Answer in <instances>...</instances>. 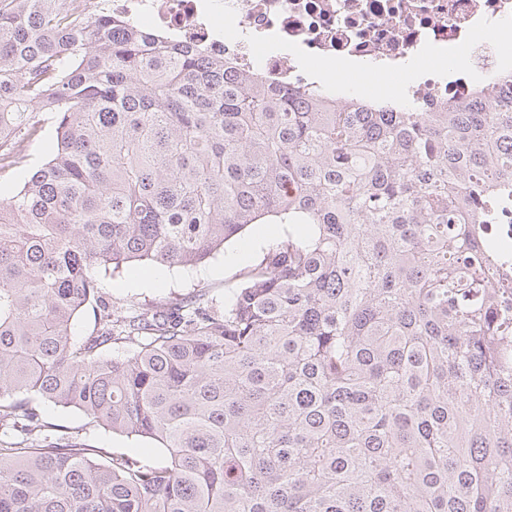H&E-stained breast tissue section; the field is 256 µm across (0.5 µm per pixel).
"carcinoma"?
<instances>
[{"mask_svg": "<svg viewBox=\"0 0 512 512\" xmlns=\"http://www.w3.org/2000/svg\"><path fill=\"white\" fill-rule=\"evenodd\" d=\"M0 11V512H512V74L393 112L232 70L66 0ZM286 224L219 305L116 309L99 273L193 268ZM93 330L73 338L76 317ZM149 438L113 455L36 406ZM52 130L51 123H47L44 141L50 138ZM44 141L39 144H31L25 152L28 155L26 162L9 170L5 174L2 173V176L0 177V198L8 196L10 193L22 186L24 181L29 178L30 174L47 159V151L44 149Z\"/></svg>", "mask_w": 512, "mask_h": 512, "instance_id": "obj_1", "label": "carcinoma"}]
</instances>
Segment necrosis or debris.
I'll return each instance as SVG.
<instances>
[{
	"label": "necrosis or debris",
	"instance_id": "1",
	"mask_svg": "<svg viewBox=\"0 0 512 512\" xmlns=\"http://www.w3.org/2000/svg\"><path fill=\"white\" fill-rule=\"evenodd\" d=\"M106 7L183 43L216 45L268 83L315 87L340 103L353 88L315 82L320 65L364 63L366 74L391 81L388 99L419 112L469 100L479 83L493 90L512 72V50L484 33L489 25L512 28V0H107ZM436 52L462 53L469 66L439 71ZM412 61L420 65L413 77Z\"/></svg>",
	"mask_w": 512,
	"mask_h": 512
}]
</instances>
